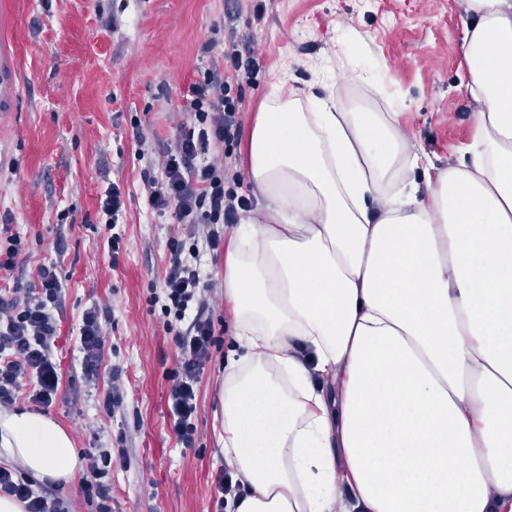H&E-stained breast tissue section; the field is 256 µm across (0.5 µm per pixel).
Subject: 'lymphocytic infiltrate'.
<instances>
[{
	"instance_id": "f902f5d3",
	"label": "lymphocytic infiltrate",
	"mask_w": 512,
	"mask_h": 512,
	"mask_svg": "<svg viewBox=\"0 0 512 512\" xmlns=\"http://www.w3.org/2000/svg\"><path fill=\"white\" fill-rule=\"evenodd\" d=\"M255 50L231 47L222 64L205 67L190 84V103L182 131L159 155L157 174L145 175L150 208L158 215L173 214L188 230L187 238L167 242L160 306L166 324H179L174 334L178 354L169 372L167 406L172 429L183 447H194L197 388L214 351L224 344L217 327L214 285L197 264L199 243L209 250L224 247V227L235 223L250 199L242 194V171L226 166L242 127L244 85L256 76ZM221 152L224 163L208 161L210 151ZM64 295V280L55 263L42 264L37 281L0 295V408H11L21 388L28 401L44 409L56 398L63 377L54 359L61 335L57 312ZM99 307L82 317L79 352L86 377L97 375L105 347ZM86 475L77 499L52 497L22 470L0 467V495L23 503L25 512H112L108 448L84 456Z\"/></svg>"
}]
</instances>
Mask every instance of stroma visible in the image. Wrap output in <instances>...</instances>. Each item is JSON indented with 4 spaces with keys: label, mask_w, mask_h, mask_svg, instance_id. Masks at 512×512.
I'll list each match as a JSON object with an SVG mask.
<instances>
[{
    "label": "stroma",
    "mask_w": 512,
    "mask_h": 512,
    "mask_svg": "<svg viewBox=\"0 0 512 512\" xmlns=\"http://www.w3.org/2000/svg\"><path fill=\"white\" fill-rule=\"evenodd\" d=\"M462 28L457 0H0V43L15 57L20 86L15 110L0 118V226L26 244L15 268L0 272V289L28 287L45 262L66 275L64 379L45 413L79 453L125 450L112 460V512H214L211 476L224 465L216 394L236 344L225 336L207 365L196 445L182 447L166 406L177 347L149 296L162 285L168 239L185 229L153 213L142 181L149 159L179 134L199 68L220 59L204 44L256 49L260 72L243 90L244 122L281 85L304 99L399 113L415 148L443 168L471 138ZM135 118L146 143L132 135ZM113 183L126 191L115 254L97 230ZM96 304L109 313L90 386L79 369V327ZM116 368L126 408L109 415L100 400Z\"/></svg>",
    "instance_id": "stroma-1"
}]
</instances>
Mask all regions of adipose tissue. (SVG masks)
<instances>
[{
  "label": "adipose tissue",
  "mask_w": 512,
  "mask_h": 512,
  "mask_svg": "<svg viewBox=\"0 0 512 512\" xmlns=\"http://www.w3.org/2000/svg\"><path fill=\"white\" fill-rule=\"evenodd\" d=\"M460 6L472 136L425 183L398 113L276 87L256 114L224 262L234 512H512V0ZM0 447L83 473L37 412L0 410Z\"/></svg>",
  "instance_id": "obj_1"
}]
</instances>
